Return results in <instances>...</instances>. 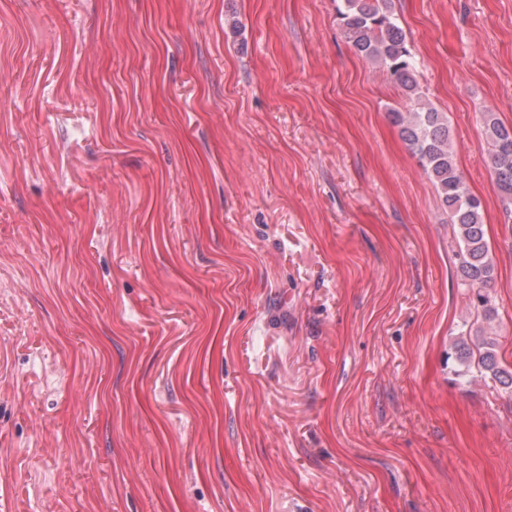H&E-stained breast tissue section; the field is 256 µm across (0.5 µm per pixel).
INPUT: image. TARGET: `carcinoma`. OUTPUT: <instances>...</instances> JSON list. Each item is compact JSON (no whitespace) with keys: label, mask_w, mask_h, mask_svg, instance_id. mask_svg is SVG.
<instances>
[{"label":"carcinoma","mask_w":512,"mask_h":512,"mask_svg":"<svg viewBox=\"0 0 512 512\" xmlns=\"http://www.w3.org/2000/svg\"><path fill=\"white\" fill-rule=\"evenodd\" d=\"M341 2L338 14L348 43L358 55L385 70L410 101L406 111L393 112L394 122L448 210L449 223L457 229V274L473 292L470 306L490 322L495 309L484 289L494 279L495 264L486 239L483 205L457 166L448 117L425 100L415 58L390 0ZM483 124L491 146L490 172L502 194L504 210L512 217V126H505L493 112L483 113ZM454 359L465 373L474 367L482 379L512 394V369L498 361L494 339L483 333L472 341L461 337L454 344Z\"/></svg>","instance_id":"1"}]
</instances>
